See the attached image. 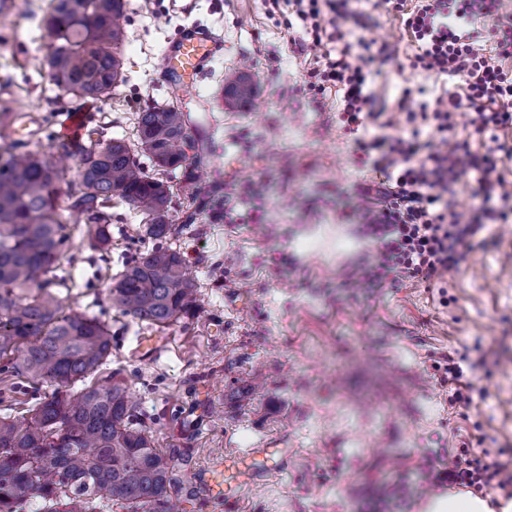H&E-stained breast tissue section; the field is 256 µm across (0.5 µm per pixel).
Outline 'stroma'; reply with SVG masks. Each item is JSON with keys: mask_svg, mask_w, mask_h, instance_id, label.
Returning a JSON list of instances; mask_svg holds the SVG:
<instances>
[{"mask_svg": "<svg viewBox=\"0 0 512 512\" xmlns=\"http://www.w3.org/2000/svg\"><path fill=\"white\" fill-rule=\"evenodd\" d=\"M51 0H0V122L22 110V140L50 151L61 112L83 107L51 81L43 19ZM224 39V54L190 86L168 82L159 58L188 23ZM336 24L387 47L372 89L392 106L403 89L444 81L410 68L412 50L381 0H348ZM120 49L126 80L97 102L90 130L134 141V116L171 104L189 115L205 178L178 169L171 218L198 283L202 309L157 331L116 311L109 289L123 263L153 245L142 218L112 209L108 252L90 250L70 219L71 313L112 327V353L92 382L125 380L155 447L178 448L183 512H222L193 480L216 464L238 471L236 512H421L447 494L436 475L450 453L512 460V220L439 286L349 283L368 260L358 225L361 185L375 174L353 162L354 140L335 89L309 93L300 51L265 0H125ZM249 69L252 105L224 99V75ZM158 335L144 360L139 337ZM484 359L470 404L444 379L451 352Z\"/></svg>", "mask_w": 512, "mask_h": 512, "instance_id": "obj_1", "label": "stroma"}]
</instances>
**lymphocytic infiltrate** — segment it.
<instances>
[{"instance_id":"1","label":"lymphocytic infiltrate","mask_w":512,"mask_h":512,"mask_svg":"<svg viewBox=\"0 0 512 512\" xmlns=\"http://www.w3.org/2000/svg\"><path fill=\"white\" fill-rule=\"evenodd\" d=\"M269 16L292 11L302 24L299 46L315 49L308 90L341 91L340 116L355 136L358 161L378 179L364 186L360 232L372 256L365 279L379 286L410 279L447 284L490 224L512 217V16L499 0H385L410 38L412 68L459 82L450 98L417 101L405 90L404 121L389 117L370 88L388 53L365 39L350 41L331 16L346 0H267ZM476 107L464 138L452 139L453 113ZM474 175L484 202L469 223L454 209L456 187ZM449 486L506 490L512 468L464 453L438 475Z\"/></svg>"}]
</instances>
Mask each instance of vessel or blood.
<instances>
[{"instance_id":"vessel-or-blood-1","label":"vessel or blood","mask_w":512,"mask_h":512,"mask_svg":"<svg viewBox=\"0 0 512 512\" xmlns=\"http://www.w3.org/2000/svg\"><path fill=\"white\" fill-rule=\"evenodd\" d=\"M224 52V41L210 28L200 24H187L170 38L161 54L166 76L175 83L201 76L209 64ZM91 108L65 112L60 123L59 137L81 142L91 116ZM208 496L214 501L232 504L235 495L224 486V472L215 469L204 473Z\"/></svg>"}]
</instances>
